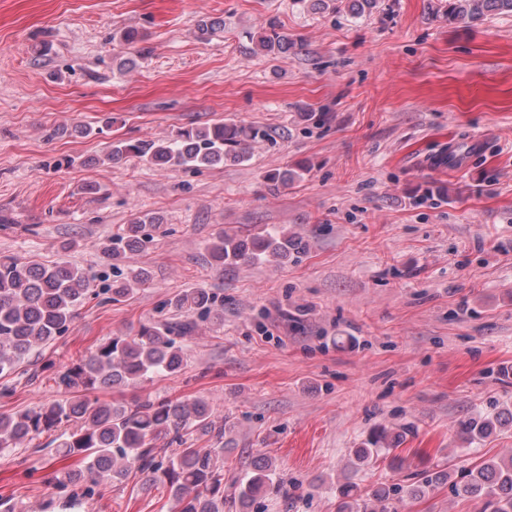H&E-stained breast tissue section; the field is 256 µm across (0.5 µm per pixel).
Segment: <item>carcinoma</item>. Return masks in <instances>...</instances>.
<instances>
[{
    "instance_id": "cac0c4a2",
    "label": "carcinoma",
    "mask_w": 512,
    "mask_h": 512,
    "mask_svg": "<svg viewBox=\"0 0 512 512\" xmlns=\"http://www.w3.org/2000/svg\"><path fill=\"white\" fill-rule=\"evenodd\" d=\"M377 0H345L354 16L377 8ZM512 13V0H448L451 24L470 26L489 15ZM221 22L203 17L196 38L207 42ZM256 45L272 58L288 54L292 40L279 23L267 22ZM270 134L253 126L217 122L180 128L165 139L112 141L108 160L138 157L150 165L199 170L224 163L244 162L254 145ZM162 224L158 216L144 214L122 232L106 239L101 252L115 263L127 253L142 251L153 241L151 231ZM307 248L301 236L275 228L247 225L220 230L207 245L219 267L256 262H281ZM152 278L143 267L127 268L112 287L95 290L82 268L67 261L46 266L13 255L0 256V377L10 375L35 348L63 334L77 309L94 296L99 303L119 302L133 296ZM163 307L187 316L182 323L161 322L142 327L134 336H115L57 377L61 399L29 409L0 413V451L28 444L49 434L61 461L75 458L80 465L61 467L55 482L61 489L82 484L72 492L70 504L94 496L102 484L123 483L131 473L145 475L152 485L168 489L172 512H252L265 493H277L275 461L266 457L247 468L237 494L224 496V423L215 420L214 408L203 398L103 400V392L136 389L158 374H176L184 366L179 339L196 329L198 315L215 325L224 322V304L205 288L184 291ZM501 425L500 416L471 419L464 424L470 439L480 438ZM207 438L200 446L197 440ZM448 479L446 473L423 472L405 488L389 486L358 491L354 482L337 487L342 498L339 512H396V502L418 499ZM457 496L480 500L490 512H512V453L485 459L468 471L467 480L455 486Z\"/></svg>"
}]
</instances>
